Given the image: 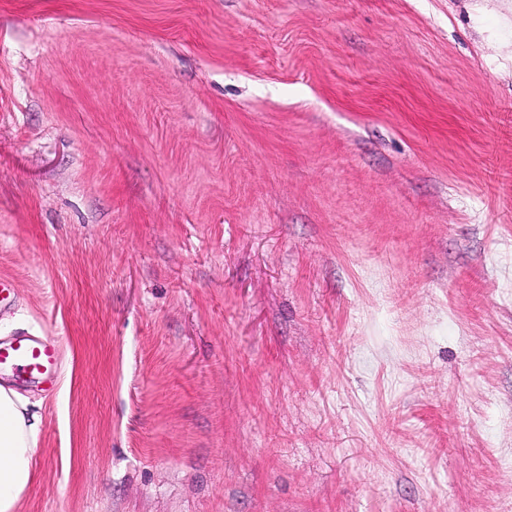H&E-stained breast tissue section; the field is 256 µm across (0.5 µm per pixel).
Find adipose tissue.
I'll use <instances>...</instances> for the list:
<instances>
[{
    "mask_svg": "<svg viewBox=\"0 0 512 512\" xmlns=\"http://www.w3.org/2000/svg\"><path fill=\"white\" fill-rule=\"evenodd\" d=\"M39 425L17 392L0 386V512H15L31 482Z\"/></svg>",
    "mask_w": 512,
    "mask_h": 512,
    "instance_id": "adipose-tissue-1",
    "label": "adipose tissue"
}]
</instances>
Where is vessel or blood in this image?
Masks as SVG:
<instances>
[{
  "label": "vessel or blood",
  "instance_id": "vessel-or-blood-1",
  "mask_svg": "<svg viewBox=\"0 0 512 512\" xmlns=\"http://www.w3.org/2000/svg\"><path fill=\"white\" fill-rule=\"evenodd\" d=\"M60 360L58 342L39 336L20 335L0 342V372H12L20 383H49Z\"/></svg>",
  "mask_w": 512,
  "mask_h": 512
}]
</instances>
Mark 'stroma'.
I'll return each instance as SVG.
<instances>
[{
	"label": "stroma",
	"mask_w": 512,
	"mask_h": 512,
	"mask_svg": "<svg viewBox=\"0 0 512 512\" xmlns=\"http://www.w3.org/2000/svg\"><path fill=\"white\" fill-rule=\"evenodd\" d=\"M16 512H512V0H0ZM60 360V345L39 336L20 335L0 342V372L10 371L20 383H50ZM39 425L17 392L0 386V512H15L31 482Z\"/></svg>",
	"instance_id": "1"
}]
</instances>
